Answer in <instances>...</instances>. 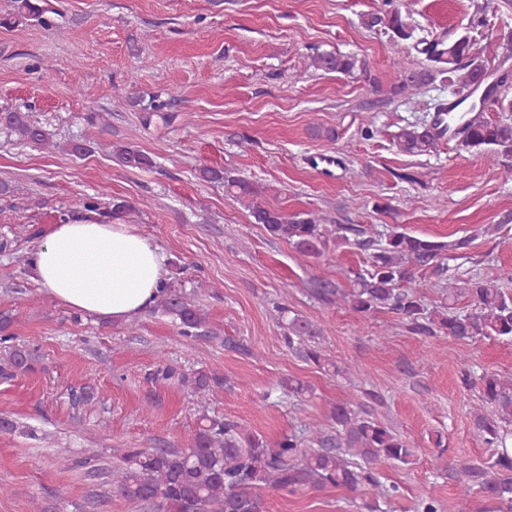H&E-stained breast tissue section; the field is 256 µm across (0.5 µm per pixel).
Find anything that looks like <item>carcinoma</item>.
I'll use <instances>...</instances> for the list:
<instances>
[{
  "mask_svg": "<svg viewBox=\"0 0 512 512\" xmlns=\"http://www.w3.org/2000/svg\"><path fill=\"white\" fill-rule=\"evenodd\" d=\"M18 9L21 16L46 23V10L34 0H19ZM362 23L396 39L414 37L413 26L398 10L368 13ZM421 45L419 52L434 67L406 69L390 92L401 93L442 75L448 86L461 94L477 84L484 72L479 40L474 35L466 33L450 41L434 38ZM311 64L317 70L342 74L361 67L357 56L340 52H318L311 57ZM491 112L499 117H490ZM0 127L22 143L42 149L53 147L47 130L19 108L0 112ZM453 136L466 148H485L512 157V97L501 93L485 107L468 110ZM441 137L434 128L410 125L396 136V146L405 154L428 155L437 151ZM112 153L119 164L130 169L149 170L154 166L152 157L132 142L114 146ZM196 177L203 182L224 184V191L236 198L259 195L255 183L223 168L203 166ZM251 216L272 237L287 242L304 256L320 254L332 233L336 234V242L367 252L368 268L351 272L350 290L341 292L325 284L315 289L320 297L337 295L364 315L386 309L397 315L411 333L425 338L512 342V293L481 278L467 280L461 289L450 282V304L448 309L439 311L429 307L413 285L417 276L424 279L443 275L442 252L466 250L470 244L466 238L446 245L403 232L379 233L369 225L341 224L333 231L302 213L287 215L258 204L252 207ZM458 291L468 298L469 309L460 311L451 304ZM159 309L175 320L180 335H208L203 310L174 286L167 284L163 288ZM281 314L288 348L319 366L329 365L319 347L313 345L318 335L315 324L301 315H288L286 308ZM8 366L32 370L29 354L17 347L10 352ZM181 378L199 393L223 386L219 377L202 369ZM330 419L336 424V436H325L314 428L307 441L315 447L308 448L307 441L297 435H286L271 446L235 420L219 422L204 416L184 448L124 449L123 464L113 471L115 477L111 481L128 500L150 507L157 505L163 512H266V489L293 495L307 488L327 486L358 492L363 496L365 512H380V499L393 493L380 484L378 466L385 461L407 465L412 449L392 430L345 404H337ZM473 419L478 434L497 452L487 460L461 464V492L478 493L512 512V452L507 449L504 433V428L512 424V376L487 372L480 375L479 403Z\"/></svg>",
  "mask_w": 512,
  "mask_h": 512,
  "instance_id": "cac0c4a2",
  "label": "carcinoma"
}]
</instances>
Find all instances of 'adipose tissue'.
<instances>
[{
    "mask_svg": "<svg viewBox=\"0 0 512 512\" xmlns=\"http://www.w3.org/2000/svg\"><path fill=\"white\" fill-rule=\"evenodd\" d=\"M159 246L123 224H57L30 254L41 288L70 309L115 321L150 308L165 286Z\"/></svg>",
    "mask_w": 512,
    "mask_h": 512,
    "instance_id": "obj_1",
    "label": "adipose tissue"
}]
</instances>
